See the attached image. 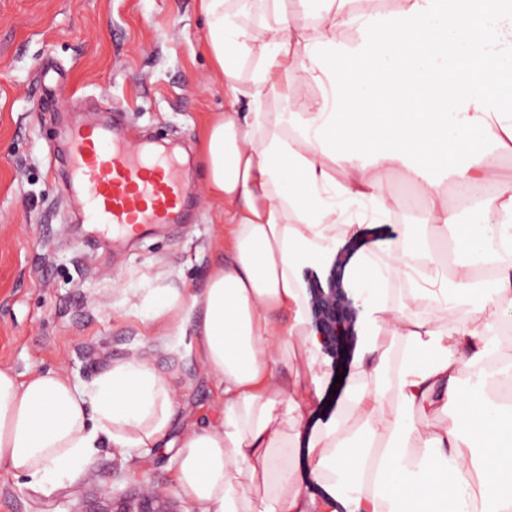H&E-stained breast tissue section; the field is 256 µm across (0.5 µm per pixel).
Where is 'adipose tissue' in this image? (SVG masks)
Wrapping results in <instances>:
<instances>
[{
  "label": "adipose tissue",
  "mask_w": 512,
  "mask_h": 512,
  "mask_svg": "<svg viewBox=\"0 0 512 512\" xmlns=\"http://www.w3.org/2000/svg\"><path fill=\"white\" fill-rule=\"evenodd\" d=\"M310 2L317 24L297 35L283 0H267L258 27L247 0H198L227 96L203 142L223 256L201 292L158 311L192 332L224 407L177 445V491L197 512H512V403L495 396L512 385V338L498 333L512 314V177L482 161L486 139L512 151V0ZM310 85L319 95L302 97ZM393 172L420 198L417 221L352 265L356 376L335 421L303 434L323 344L302 273L390 213ZM449 180L491 188L467 222L448 206ZM447 244L493 252L491 279L472 262L446 266ZM452 306L464 314L450 324ZM177 407L144 358L88 387L0 367V469L47 493L101 445L170 447ZM301 458L307 486L293 478Z\"/></svg>",
  "instance_id": "adipose-tissue-1"
}]
</instances>
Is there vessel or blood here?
<instances>
[{"label":"vessel or blood","mask_w":512,"mask_h":512,"mask_svg":"<svg viewBox=\"0 0 512 512\" xmlns=\"http://www.w3.org/2000/svg\"><path fill=\"white\" fill-rule=\"evenodd\" d=\"M61 136L69 166L64 191L81 198L84 222L121 238L144 235L150 226L188 223L190 188L178 158L132 143L120 116L71 121Z\"/></svg>","instance_id":"1"}]
</instances>
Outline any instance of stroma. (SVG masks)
<instances>
[{
	"instance_id": "35a3bbf8",
	"label": "stroma",
	"mask_w": 512,
	"mask_h": 512,
	"mask_svg": "<svg viewBox=\"0 0 512 512\" xmlns=\"http://www.w3.org/2000/svg\"><path fill=\"white\" fill-rule=\"evenodd\" d=\"M204 31L195 0H0V366L23 377L62 369L89 385L112 364L146 356L176 389L175 440L216 423L224 404L192 336L138 315L156 296L202 290L220 258L201 142L226 99L200 48ZM46 67L59 87L44 81ZM113 106L133 136L187 148L198 215L120 250L75 222L61 191L67 168L48 149L61 110ZM356 348L349 336L326 350L305 429L335 415L344 390L336 377L352 369ZM175 471L171 448H104L89 471L33 496L0 469V512H100L105 488L131 495L145 481L175 493Z\"/></svg>"
}]
</instances>
